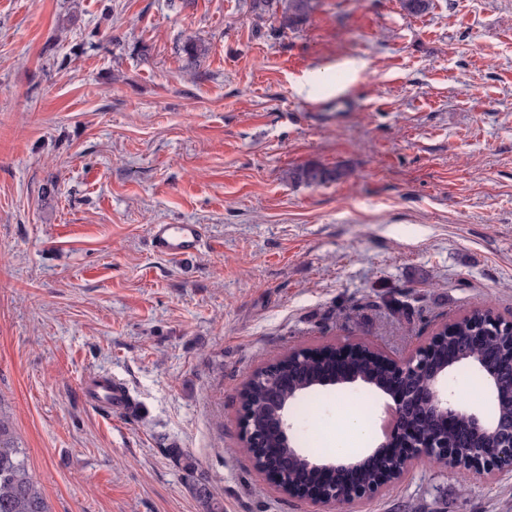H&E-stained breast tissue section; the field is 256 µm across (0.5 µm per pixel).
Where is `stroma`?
Here are the masks:
<instances>
[{
    "instance_id": "1",
    "label": "stroma",
    "mask_w": 512,
    "mask_h": 512,
    "mask_svg": "<svg viewBox=\"0 0 512 512\" xmlns=\"http://www.w3.org/2000/svg\"><path fill=\"white\" fill-rule=\"evenodd\" d=\"M486 305L512 320V0H320L285 32L252 0H0V403L50 512H202L170 447L224 512H314L241 447L248 375L326 342L401 360ZM345 394L381 443L355 384L294 433L335 447ZM332 512H512V471L418 462ZM339 175L336 171L329 170L316 164H310L298 169L294 177L309 185L323 184L336 178ZM202 227L198 224H154L150 227L153 249L165 256L186 259L199 250ZM84 389L91 400L107 409L111 414L132 412V406L121 384L108 377H89L84 381Z\"/></svg>"
}]
</instances>
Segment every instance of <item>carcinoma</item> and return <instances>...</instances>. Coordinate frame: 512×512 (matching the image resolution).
I'll use <instances>...</instances> for the list:
<instances>
[{
    "instance_id": "1",
    "label": "carcinoma",
    "mask_w": 512,
    "mask_h": 512,
    "mask_svg": "<svg viewBox=\"0 0 512 512\" xmlns=\"http://www.w3.org/2000/svg\"><path fill=\"white\" fill-rule=\"evenodd\" d=\"M254 9L280 13V29H294L304 24L317 8L318 0H253ZM337 172L316 164L298 169L294 177L309 185L323 184L335 179ZM483 323L491 329V336L512 355V323L494 317L487 309H476L456 320L451 326H443L436 332L438 341L433 350L439 361L457 362L461 367L471 362L475 353L464 337L472 328ZM332 345H322V356L306 357L298 367L288 368L287 360H280V383L277 391L289 398L288 408L297 413L307 401V396L316 389L315 380L332 365ZM358 371L375 387L383 386L388 370L379 361L365 360L356 364ZM246 406L254 421L262 423L275 415V408L266 401L269 385L255 372L246 382ZM166 454L186 475L192 478L194 495L202 502L204 512H223V507L206 484L196 479L198 464L189 454L179 448H167ZM316 460L312 454L301 453L286 460L287 476L295 488H305L302 472ZM0 512H48L43 493L30 475L23 449L16 441L10 427L9 416L0 410Z\"/></svg>"
}]
</instances>
